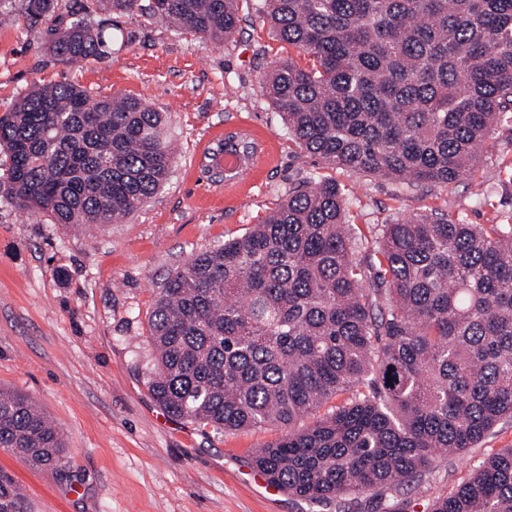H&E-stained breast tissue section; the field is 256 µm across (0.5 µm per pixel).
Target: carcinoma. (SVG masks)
<instances>
[{"label":"carcinoma","mask_w":512,"mask_h":512,"mask_svg":"<svg viewBox=\"0 0 512 512\" xmlns=\"http://www.w3.org/2000/svg\"><path fill=\"white\" fill-rule=\"evenodd\" d=\"M112 13L229 41L236 0H105ZM271 34L309 58L262 79L298 147L326 165L410 185H448L512 119V0H261ZM58 0H25L37 21ZM112 41L93 11L61 29L77 63ZM163 112L131 97L36 87L0 116V178L14 207L63 228L112 224L161 188L175 161ZM250 137L224 151L251 158ZM335 182L294 187L246 235L195 254L157 294L149 380L172 416L226 432L276 425L255 468L312 503L370 493V512L417 485L428 512H512V448L455 492L433 495L434 454L472 448L512 420V217L466 224L422 213L377 229L372 253ZM348 398L309 425L330 399ZM0 448L60 469L64 443L39 406L0 393Z\"/></svg>","instance_id":"1"}]
</instances>
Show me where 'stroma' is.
<instances>
[{
    "instance_id": "stroma-1",
    "label": "stroma",
    "mask_w": 512,
    "mask_h": 512,
    "mask_svg": "<svg viewBox=\"0 0 512 512\" xmlns=\"http://www.w3.org/2000/svg\"><path fill=\"white\" fill-rule=\"evenodd\" d=\"M93 0H58L31 23L24 0L0 12V114L36 85L73 82L91 96L122 94L170 113L178 151L163 188L133 217L62 229L0 197V390L30 396L61 432L64 469L0 448L5 512H336L258 486L251 459L279 427L234 433L167 414L148 381L156 369L149 321L157 291L191 255L242 237L308 177L336 180L361 230L419 212L468 224L512 215V122L495 125L475 171L445 186L333 169L303 152L260 80L294 51L264 24L260 0H239V29L215 47L140 13L112 18L106 55L71 65L49 51L54 33ZM267 149L249 184L225 193L214 173L227 129ZM512 448V421L476 447L439 456L435 490L468 480L489 453Z\"/></svg>"
}]
</instances>
